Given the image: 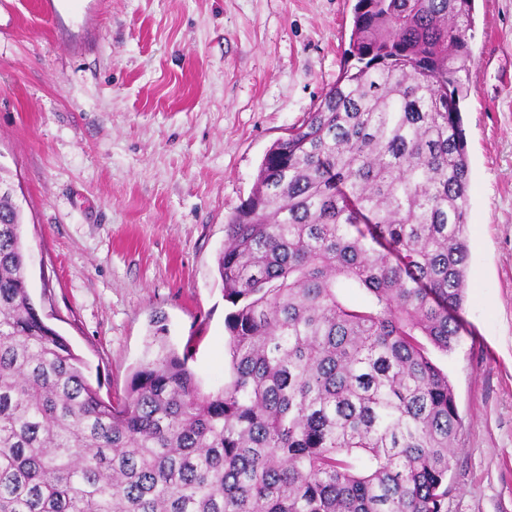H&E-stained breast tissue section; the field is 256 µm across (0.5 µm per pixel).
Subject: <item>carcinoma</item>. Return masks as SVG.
<instances>
[{"instance_id":"1","label":"carcinoma","mask_w":512,"mask_h":512,"mask_svg":"<svg viewBox=\"0 0 512 512\" xmlns=\"http://www.w3.org/2000/svg\"><path fill=\"white\" fill-rule=\"evenodd\" d=\"M475 0H356L347 64L225 224L230 380L103 400L28 292L0 195V512H448Z\"/></svg>"}]
</instances>
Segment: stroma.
<instances>
[{"label": "stroma", "mask_w": 512, "mask_h": 512, "mask_svg": "<svg viewBox=\"0 0 512 512\" xmlns=\"http://www.w3.org/2000/svg\"><path fill=\"white\" fill-rule=\"evenodd\" d=\"M354 3L0 0L28 291L104 400L157 336L203 391L229 381L224 226L338 77ZM472 35L463 332L435 359L462 418L448 512H512V0H477Z\"/></svg>", "instance_id": "obj_1"}]
</instances>
